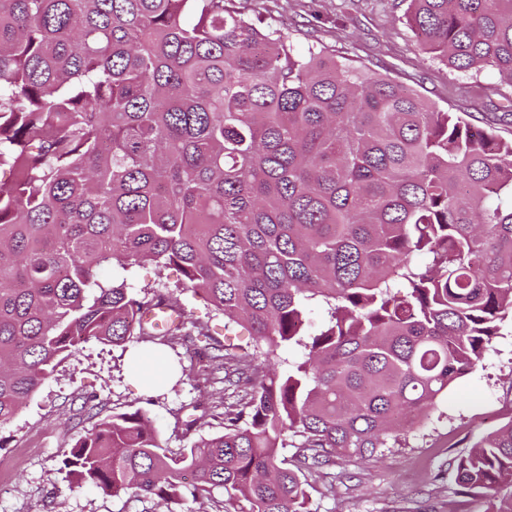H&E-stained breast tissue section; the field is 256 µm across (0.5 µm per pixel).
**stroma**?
I'll return each instance as SVG.
<instances>
[{
    "mask_svg": "<svg viewBox=\"0 0 512 512\" xmlns=\"http://www.w3.org/2000/svg\"><path fill=\"white\" fill-rule=\"evenodd\" d=\"M246 19L286 34L296 49L315 45L369 65L414 89L437 109L464 112L478 128L496 125L512 137V82L498 73H461L421 51L407 22L409 0H235ZM157 391L141 388L129 372L134 356ZM205 351L177 347L164 363L141 342L122 347L87 343L63 363L7 427L0 429V512H224V497L167 507L92 488L69 489L61 451L90 429L81 406L97 397L107 412L141 411L172 449L221 431L205 408L224 399ZM197 419L192 432L183 423ZM512 418V324L504 323L492 350L459 379L428 426L380 460L335 457L304 470L310 512H487L485 497L461 494L453 461L487 432Z\"/></svg>",
    "mask_w": 512,
    "mask_h": 512,
    "instance_id": "1",
    "label": "stroma"
}]
</instances>
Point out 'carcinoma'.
Returning a JSON list of instances; mask_svg holds the SVG:
<instances>
[{"label": "carcinoma", "mask_w": 512, "mask_h": 512, "mask_svg": "<svg viewBox=\"0 0 512 512\" xmlns=\"http://www.w3.org/2000/svg\"><path fill=\"white\" fill-rule=\"evenodd\" d=\"M232 2L0 0V428L90 341L213 340L190 291L252 339L213 340L223 430L174 451L99 402L68 487L309 512L302 469L423 430L512 318V139ZM408 22L512 82V0H410ZM146 263L180 277L128 280ZM454 464L512 512V419Z\"/></svg>", "instance_id": "carcinoma-1"}]
</instances>
